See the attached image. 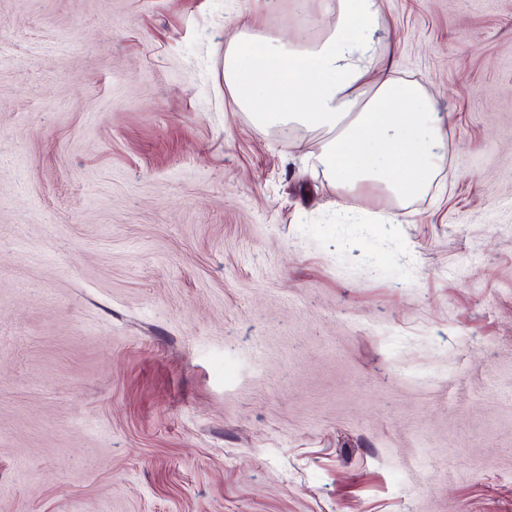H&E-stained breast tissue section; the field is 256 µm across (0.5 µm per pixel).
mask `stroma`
<instances>
[{"mask_svg": "<svg viewBox=\"0 0 512 512\" xmlns=\"http://www.w3.org/2000/svg\"><path fill=\"white\" fill-rule=\"evenodd\" d=\"M382 9L446 162L345 222L256 0H0V512H512V0Z\"/></svg>", "mask_w": 512, "mask_h": 512, "instance_id": "obj_1", "label": "stroma"}]
</instances>
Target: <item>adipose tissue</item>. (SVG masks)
<instances>
[{"instance_id":"1","label":"adipose tissue","mask_w":512,"mask_h":512,"mask_svg":"<svg viewBox=\"0 0 512 512\" xmlns=\"http://www.w3.org/2000/svg\"><path fill=\"white\" fill-rule=\"evenodd\" d=\"M317 3L334 23L317 41L290 44L260 26L224 46V83L261 132L295 124L322 132L309 154L328 181L351 193L370 184L403 199L427 187L445 155V115L422 87L383 65L380 0Z\"/></svg>"}]
</instances>
